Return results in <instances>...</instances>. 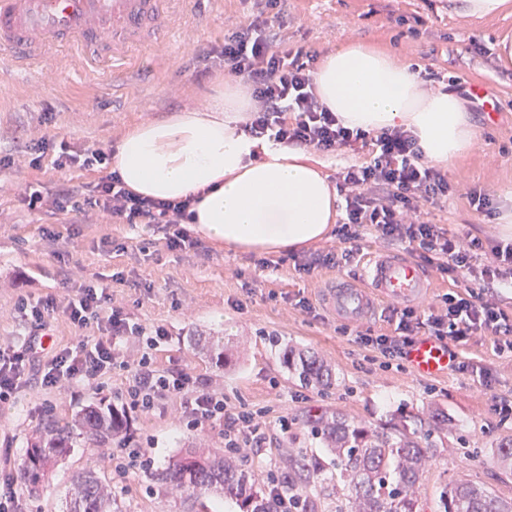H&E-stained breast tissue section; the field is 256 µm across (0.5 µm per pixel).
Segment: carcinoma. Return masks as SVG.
I'll return each mask as SVG.
<instances>
[{
    "label": "carcinoma",
    "instance_id": "carcinoma-1",
    "mask_svg": "<svg viewBox=\"0 0 512 512\" xmlns=\"http://www.w3.org/2000/svg\"><path fill=\"white\" fill-rule=\"evenodd\" d=\"M300 381L320 384L328 371L317 360L301 357L295 365ZM78 425L105 440L120 434L123 416L112 408H92ZM313 434L330 445L336 474L353 495L356 512H417L411 489L428 460L427 449L408 435L381 430L370 432L339 415L314 420ZM66 451L60 431L45 427L31 442L22 463L26 480L37 483L53 459ZM157 480L192 495L225 492L242 499L246 512H272V504L254 488L249 475L234 463L205 449L189 450L173 458ZM445 512H512L507 502L491 492L468 485L443 491ZM66 512H112V494L91 470L79 475L69 491Z\"/></svg>",
    "mask_w": 512,
    "mask_h": 512
}]
</instances>
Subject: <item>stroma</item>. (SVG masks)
<instances>
[{"mask_svg":"<svg viewBox=\"0 0 512 512\" xmlns=\"http://www.w3.org/2000/svg\"><path fill=\"white\" fill-rule=\"evenodd\" d=\"M453 0H280L288 40L328 57L350 45L386 52L414 67L424 90L483 85L486 100L464 99L477 132L470 150L448 165L456 191L446 204L428 208L425 221L489 245L503 241L501 218L512 212V61L500 59L497 42L512 35V4L498 17L458 15ZM208 22L181 23L174 37L147 51L142 64L103 72L67 49L55 51L31 74L0 76V156L15 159L0 169V342L21 345L28 332L15 312L20 300L52 297L67 302L85 284L106 287L124 311L146 330L164 327L168 336L155 350L133 338L126 359L150 352L160 371H184L223 392L228 410L256 413L261 442L243 451L224 447L221 427L188 426L179 399L149 413L130 406L128 372L114 371L104 384L75 380L42 386L45 361L27 366L28 381L0 406V482H10L20 512H61L73 479L93 470L112 489L118 512H241L236 499L209 493L195 498L154 480L169 458L191 447L227 453L267 492L284 478L304 499L305 512H354L350 492L336 476L324 444L312 432L322 413H341L369 428L419 429L429 462L414 488L419 512H444V487L466 483L512 501V468L496 464L493 451L512 439V419L492 409L495 398L512 400V355L498 353L490 336L452 343L460 360L487 369L491 386L478 374L451 371L439 378L417 376L409 361L382 367L381 355L355 341L356 327L334 319L321 298L335 282L361 277L365 254L404 252L401 244L364 234L349 263L298 272L293 253L262 257L203 240L201 247L171 250L160 232L146 225L111 224L96 212L71 223L22 207L18 194L42 185H78L97 172L77 167L34 168L25 152L40 138L79 151L105 148L132 126L164 121L186 111L213 110L233 78L198 80L193 62L222 45L225 30L270 13L268 0H213ZM487 190L492 214L475 211L469 188ZM316 314L296 309L299 298ZM224 345L215 364L210 338ZM316 356L331 372L325 385L304 384L285 362L287 353ZM112 407L126 419L122 441L98 443L74 418L89 407ZM54 424L68 434L70 452L51 466L39 485L21 470L38 430ZM146 449L141 466L119 472L120 442ZM305 455L320 478L301 483L290 451Z\"/></svg>","mask_w":512,"mask_h":512,"instance_id":"35a3bbf8","label":"stroma"}]
</instances>
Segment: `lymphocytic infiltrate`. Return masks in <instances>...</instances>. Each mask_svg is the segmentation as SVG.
Wrapping results in <instances>:
<instances>
[{
  "instance_id": "f902f5d3",
  "label": "lymphocytic infiltrate",
  "mask_w": 512,
  "mask_h": 512,
  "mask_svg": "<svg viewBox=\"0 0 512 512\" xmlns=\"http://www.w3.org/2000/svg\"><path fill=\"white\" fill-rule=\"evenodd\" d=\"M284 28L276 13L224 35L219 52L224 72L244 84L253 101L240 132L264 143L304 151L368 153L366 161L349 166L336 180V189L345 201V217L335 231L342 252L310 254L296 262V269L308 273L334 263L337 257L352 256V246L362 230L372 229L377 238L404 244L423 262L449 277L465 276L471 285L465 292L445 296L441 308L426 319H419L411 310L401 312L396 317V335L358 333L360 345L385 357L405 358L424 326L440 343L490 336L499 352L512 354V318L488 293L494 284L512 285V243L487 248L479 239L466 241L439 225L421 221L425 205L447 199L451 190L447 171L426 159L410 129L401 126L375 132L344 126L317 93L314 74L318 52L303 45L289 46ZM29 151L30 164L35 168L47 159L57 169L96 167L105 169L106 174L78 187L56 189L48 197L38 190L29 192L22 198L28 209L49 203L61 213L97 209L116 224L155 227L162 231L168 248L198 247V240L186 229L193 221L198 194L179 199L140 195L126 187L119 171L109 170L113 152L100 146L73 154L67 145L56 146L43 138L32 143ZM108 299L104 289L89 284L81 288L77 299L63 306L52 298L18 304L17 313L30 332L21 348L0 347V404L9 402L22 384L27 363L45 351L51 339L48 318L59 309L81 328L102 323L104 333L76 348L54 352L42 377L44 385L53 387L77 378L97 380L114 368L128 369L132 380L126 394L131 405L142 412H150L158 402L176 396L193 425L223 427L225 447L241 449L258 443L253 415L228 411L223 394L203 389L199 379L186 373L159 372L149 355L134 362L122 358L119 345L123 339L142 337L152 347L167 331L158 327L145 333L119 306L103 314L102 306Z\"/></svg>"
}]
</instances>
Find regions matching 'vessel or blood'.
Here are the masks:
<instances>
[{
    "label": "vessel or blood",
    "instance_id": "b4317fda",
    "mask_svg": "<svg viewBox=\"0 0 512 512\" xmlns=\"http://www.w3.org/2000/svg\"><path fill=\"white\" fill-rule=\"evenodd\" d=\"M207 0H0V50L23 71L39 66L53 50L67 48L87 62L121 66L133 51L162 44L175 15L204 14ZM433 283L417 264L390 252L367 255L363 281L339 284L324 295L337 319L359 323L385 300L415 304ZM409 361L421 377L447 373L445 348L419 340Z\"/></svg>",
    "mask_w": 512,
    "mask_h": 512
}]
</instances>
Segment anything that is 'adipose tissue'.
<instances>
[{"label":"adipose tissue","instance_id":"obj_1","mask_svg":"<svg viewBox=\"0 0 512 512\" xmlns=\"http://www.w3.org/2000/svg\"><path fill=\"white\" fill-rule=\"evenodd\" d=\"M321 100L351 127L412 129L425 156L449 162L474 143L475 132L455 95L424 94L416 74L387 53L353 45L329 56L315 75ZM241 103L225 95L226 116L187 112L137 125L122 140L114 166L130 189L175 199L202 192L194 228L224 245L292 252L326 238L337 196L308 157L238 133Z\"/></svg>","mask_w":512,"mask_h":512}]
</instances>
